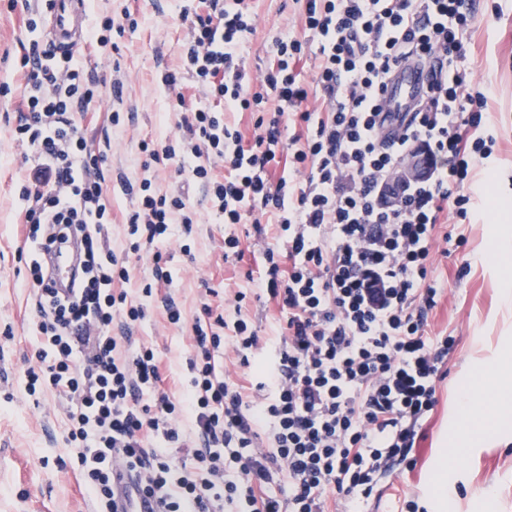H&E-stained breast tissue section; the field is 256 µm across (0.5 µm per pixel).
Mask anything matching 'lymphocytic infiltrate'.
<instances>
[{"instance_id": "f902f5d3", "label": "lymphocytic infiltrate", "mask_w": 512, "mask_h": 512, "mask_svg": "<svg viewBox=\"0 0 512 512\" xmlns=\"http://www.w3.org/2000/svg\"><path fill=\"white\" fill-rule=\"evenodd\" d=\"M181 19L182 60L162 78L182 112L180 134L142 150L204 185L224 223L275 216L281 245L263 251L256 288L279 309V341L261 340L238 290L203 305L184 396L163 390L152 349L125 350L123 333L146 307L129 302L128 261L110 244L105 156L88 152L70 118L95 101L98 78L35 40L19 62L15 128L36 160L18 193L25 239L40 244L62 225L84 249L68 298L30 263L42 346L27 389L43 382L67 394V440L97 512H116L118 466L141 479L160 512H362L378 478L412 454L451 348L426 327L441 296L438 228L471 215L472 173L489 157L487 95L465 65L476 16L466 0H305L303 37L277 36L257 82L244 57L255 29L245 0H198ZM310 52L319 60L314 107L298 69ZM409 62L428 69V93L380 134L385 83ZM187 85L199 101L187 103ZM245 111L255 115L249 144L227 118ZM414 149L431 155L429 176L389 184ZM121 187L135 200L124 218L129 249L151 257L142 287L150 298L173 282L155 245L191 231L197 216L149 179ZM227 351L243 373L218 372ZM266 353L270 361L246 373ZM154 436L159 444L149 445ZM174 448L192 465L176 463Z\"/></svg>"}]
</instances>
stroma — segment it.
Masks as SVG:
<instances>
[{"label": "stroma", "mask_w": 512, "mask_h": 512, "mask_svg": "<svg viewBox=\"0 0 512 512\" xmlns=\"http://www.w3.org/2000/svg\"><path fill=\"white\" fill-rule=\"evenodd\" d=\"M187 0H89L85 25L100 26L104 18H120L130 8L136 30L118 37V47L95 51L80 42L73 60L100 77V100L79 125L89 149H104V164L115 250L125 246L124 215L134 201L123 193L120 176L151 179L153 187L184 194L197 211L198 224L189 238H172L160 250L173 273L166 288L182 314L181 325L167 322L160 300H152L148 317L132 328V348L152 347L167 375L166 390L180 395L185 387L186 359L192 325L203 303L223 301L224 290L247 287V271H259L265 248L277 247L273 232L257 233L254 224H220L209 210L204 188L177 177L173 166L143 169L141 141L163 140L177 131L180 118L175 96L162 83L166 69L178 66L187 29L180 11ZM255 31L245 44L252 75L270 64L274 37L303 36V0H248ZM477 23L471 32L468 65L477 83L488 90L495 116L496 143L488 168L478 171L482 190L477 213L463 224L440 225L449 235L448 256H437L434 272L443 293L428 317V332L450 336L454 346L437 383L438 403L423 424L413 450L415 465L396 466L379 483L369 512H422V493L456 418L457 388L467 372L488 368L499 349L512 344V308L505 307L501 284L511 273L497 270L486 259L493 245L490 229L495 199L512 202V0H469ZM25 0H0V512H95L84 487L76 451L67 442L66 399L47 390L29 394L25 372L41 347L36 328V297L26 283L29 248L17 233L25 210L17 182L33 164L14 140L17 105L24 83L18 62L42 30L28 31ZM121 89H114V80ZM119 124H112V111ZM237 235L243 260L224 257V236ZM447 512H512V427L461 449L458 465L448 468Z\"/></svg>", "instance_id": "1"}]
</instances>
